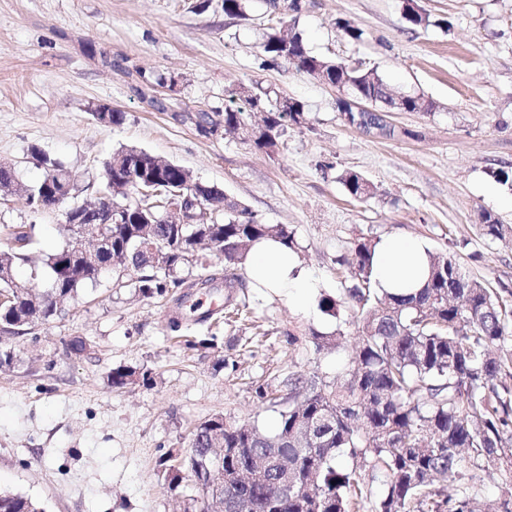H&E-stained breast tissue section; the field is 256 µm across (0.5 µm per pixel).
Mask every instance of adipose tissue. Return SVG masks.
<instances>
[{
  "label": "adipose tissue",
  "mask_w": 512,
  "mask_h": 512,
  "mask_svg": "<svg viewBox=\"0 0 512 512\" xmlns=\"http://www.w3.org/2000/svg\"><path fill=\"white\" fill-rule=\"evenodd\" d=\"M429 248L417 238L391 236L380 240L373 257L374 279L392 294H413L423 288L429 272ZM241 268L249 287L264 295L287 298L297 308L311 309L319 280L295 249L267 237L254 242Z\"/></svg>",
  "instance_id": "1"
}]
</instances>
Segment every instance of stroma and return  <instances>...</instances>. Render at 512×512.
Masks as SVG:
<instances>
[{"mask_svg": "<svg viewBox=\"0 0 512 512\" xmlns=\"http://www.w3.org/2000/svg\"><path fill=\"white\" fill-rule=\"evenodd\" d=\"M223 3L0 0V164L30 186L46 174L33 153L45 152L72 171L86 200L112 152L132 146L184 166L261 222L287 225L323 292L349 286L336 260L359 237L396 234L512 289V238L480 230L486 214L512 226V187L489 175L512 167V0H416L429 17L423 26L407 21L403 0H301L300 12L283 15L311 54L376 69L393 90L429 102L390 113L392 138L348 125L334 87L289 61L267 62L265 0H251L245 19L225 15ZM340 18L363 30L361 41L340 33ZM160 76L167 85H156ZM232 85L304 104L305 122L277 154L192 122L198 110L223 111ZM102 104L124 122L96 121ZM345 169L362 173L374 196L349 197L336 179ZM16 224L32 226L35 251L70 240L61 210L33 211L21 194L0 199V248ZM249 298L248 321L194 326L195 335H217L216 352L183 349L166 331L175 302L109 278L28 333L0 331V348L17 356L0 369V490L44 512H183L199 490L190 475L170 489L157 465L163 452L187 447L191 430L216 414L271 428L276 414L257 388L291 373L334 376L357 340L349 313ZM328 328L344 332L339 350H317ZM73 336L89 339L87 354L67 353ZM120 365L150 369L155 386L112 389Z\"/></svg>", "mask_w": 512, "mask_h": 512, "instance_id": "stroma-1", "label": "stroma"}]
</instances>
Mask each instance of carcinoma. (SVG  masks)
<instances>
[{
  "mask_svg": "<svg viewBox=\"0 0 512 512\" xmlns=\"http://www.w3.org/2000/svg\"><path fill=\"white\" fill-rule=\"evenodd\" d=\"M249 0H224V14L248 17ZM261 48L272 60L286 59L311 76L324 75L357 99L388 105L393 95L374 69L362 70L310 54L297 32L271 26ZM247 107L224 112L200 111L196 125L209 132L246 127L259 104L268 118L255 148L274 154L290 124L299 125L304 105L283 118L277 104L243 88L233 90ZM46 175L28 189V204L39 209L44 191L73 197L71 172L60 161L36 152ZM348 196L365 200L373 185L358 171L337 175ZM99 194L112 210V224L93 259L69 245L39 257L28 246L24 224L10 230L15 246L0 250V294L12 301L0 306V329H21L62 314L85 286L107 273L117 287H131L144 298L183 290V306L194 282L185 268H206L200 250L224 261V311L192 307L169 318V330L188 349L217 348L215 337L188 335L190 326L224 314L228 320L247 313L245 281L230 275L239 269L250 245L273 236L295 247L284 224H264L236 201L224 202L218 189L197 182L175 163L136 148H121L104 163ZM483 235L502 239L512 227L482 217ZM377 241L360 238L352 258V284L322 294V312L338 317L348 310L356 320L358 341L342 372L326 376L290 374L278 388L259 390L276 412L272 429L229 422L214 415L195 427L185 453L168 451L158 466L169 485L179 486L191 471L202 496L224 494L236 512H478V486L499 475L505 499L501 512H512V291L466 275L455 258L429 254V277L414 295H392L376 287L373 256ZM35 279L45 272L46 288L26 289L17 276L22 267ZM341 330L315 336L321 349H338ZM149 370L112 369L110 385L150 388ZM224 448V477L212 467V441ZM468 455L470 465L462 464ZM382 488L374 493V484ZM0 512H43L36 501L0 491Z\"/></svg>",
  "mask_w": 512,
  "mask_h": 512,
  "instance_id": "obj_1",
  "label": "carcinoma"
}]
</instances>
